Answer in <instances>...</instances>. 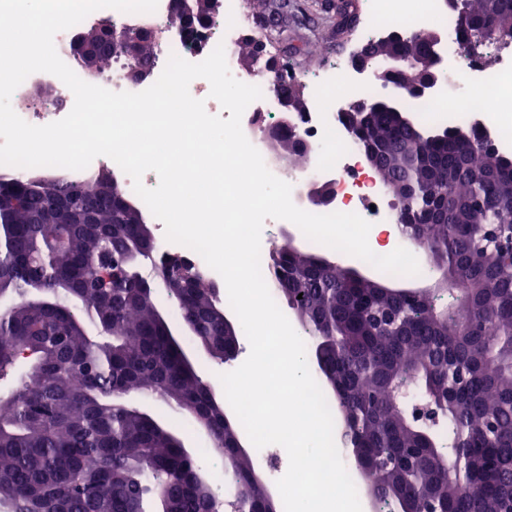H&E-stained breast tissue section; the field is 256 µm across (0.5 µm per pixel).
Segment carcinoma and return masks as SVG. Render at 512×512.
<instances>
[{
    "mask_svg": "<svg viewBox=\"0 0 512 512\" xmlns=\"http://www.w3.org/2000/svg\"><path fill=\"white\" fill-rule=\"evenodd\" d=\"M338 24L358 21L354 0L336 4ZM465 45L487 28L512 30V0H464ZM260 16L265 39L288 52L287 20ZM432 32L376 45L381 56L420 55ZM129 54L107 43L82 62L103 73L112 57L150 71L156 42L134 36ZM279 93H304L284 63ZM343 124L376 163L403 209L421 210L402 232L465 294L447 315L431 295L388 288L394 279L358 277L322 255L283 245L268 275L299 300L306 340L320 345L316 377L333 389L336 423L352 434L347 452L390 512H512V251L484 247L487 224L512 228V159L473 131L426 126L382 104L363 127ZM272 139L296 160L308 154L290 135ZM412 184L420 197L403 198ZM0 381L17 379L0 401V512H266V487L238 448L215 389L187 369L172 324L157 314L141 265L157 255L138 232L141 205L101 172L73 181L9 175L0 191ZM56 287L52 306L31 302L32 282ZM167 287L195 342L218 362L237 354L225 311L205 274L176 272ZM156 398L210 431V452L233 487L219 494L180 432L126 402Z\"/></svg>",
    "mask_w": 512,
    "mask_h": 512,
    "instance_id": "carcinoma-1",
    "label": "carcinoma"
}]
</instances>
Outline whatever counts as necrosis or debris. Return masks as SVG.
I'll use <instances>...</instances> for the list:
<instances>
[{
	"label": "necrosis or debris",
	"mask_w": 512,
	"mask_h": 512,
	"mask_svg": "<svg viewBox=\"0 0 512 512\" xmlns=\"http://www.w3.org/2000/svg\"><path fill=\"white\" fill-rule=\"evenodd\" d=\"M426 18L435 19L440 39L435 46L446 82L431 93L409 99V106L421 120L464 126L492 143L503 156L512 155V50L494 49L495 63L486 66L481 54L467 52L460 38V24L445 0H426ZM252 24L240 0H224L222 36L206 40L179 37L161 46L162 59L176 54L187 61H203L216 46H223L228 66H235L234 44L239 33ZM397 26L402 31L414 30L416 23L406 11L405 0H369L364 15L363 37H377L384 28ZM45 72L31 74L14 91L11 105L26 122L42 126L65 117L73 107L74 95L63 89L51 106L35 100L30 90L38 82L48 80ZM260 99L244 111L241 126L250 143H257L256 127H273L281 120L277 100L268 81H260ZM383 85L359 79L348 64L336 61L318 69L310 82V106L294 113L292 124L300 135L318 149L314 160L289 170L287 181L300 187L314 178H329L336 184L333 211L355 213L375 225L395 223L397 208L388 191L370 174L368 162L346 132L341 113L354 100L382 96ZM455 95L458 105L441 111L439 103L447 95Z\"/></svg>",
	"instance_id": "obj_1"
}]
</instances>
